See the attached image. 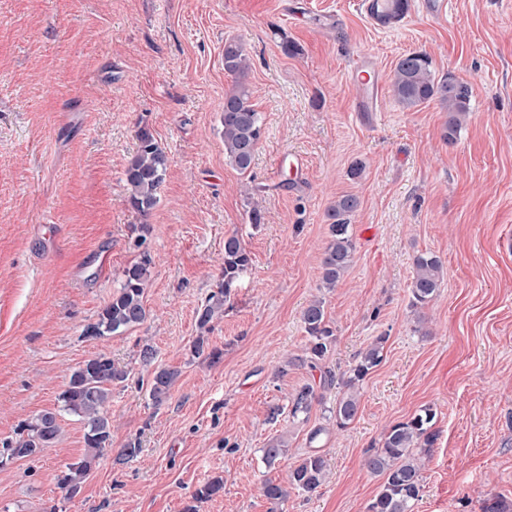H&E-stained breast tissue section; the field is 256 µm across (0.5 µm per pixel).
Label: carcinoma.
<instances>
[{
    "label": "carcinoma",
    "instance_id": "carcinoma-1",
    "mask_svg": "<svg viewBox=\"0 0 512 512\" xmlns=\"http://www.w3.org/2000/svg\"><path fill=\"white\" fill-rule=\"evenodd\" d=\"M249 69L242 44L234 40L224 42V70L235 79L233 90L224 97V155L242 175L250 171L262 138L261 115L252 103L248 82ZM391 88L396 101L407 109L438 100L449 114L443 138L448 143L456 140L469 109L471 90L467 84L447 76L436 78L427 55L408 52L398 59ZM137 140V150L125 170L126 202L145 216L157 201L156 192L165 179L169 158L148 127L139 128ZM358 207V197L345 194L326 212L328 243L321 260V278L325 288L336 287L353 263L356 246L350 234L348 217ZM145 242L142 235L134 240V247L140 250L139 257L125 268L120 288L112 294L97 320L84 327V338L100 340L121 334L145 320L143 294L152 264L150 253L142 249ZM250 263V255L237 235L224 238L223 280L197 312V326L202 334L193 341L192 356L204 357L214 364L220 361L222 352L209 347L203 332L209 330L215 318L223 315L224 304ZM443 280V264L439 257L428 253L417 255L410 283V308L416 312L429 305L438 295ZM302 321L307 333L304 355L292 359L290 364L318 370L320 377L319 383L307 382L294 390L288 399V412L292 419L306 422L314 404L322 403L323 392L335 385V376L323 366L336 344V336L325 320L320 300L313 301L304 309ZM386 342L384 336L375 337L357 354L354 364L341 379L345 391L336 401V407L329 410L337 429L346 428L356 419L360 409L358 386L382 363ZM179 375V370L174 368L158 367L154 370L149 391L154 405L160 406L168 399ZM126 378L127 372L104 353L80 364L71 371L65 388L58 396L59 408L38 414L21 424L16 438L0 443V458L5 456L11 461L35 456L36 449L48 447L59 436L57 417L60 412L74 415L84 424V452L78 460L63 465L57 475V484L69 496L77 495L86 476L112 448V420L107 407L112 398V386L123 383ZM434 419L433 410L424 408L409 419L394 424L384 433L381 446L366 457L367 469L382 478L379 490L368 505V512H412L423 490L421 460L430 453L437 440V431L433 430ZM286 452V442L279 439L263 449V457L271 466ZM327 470L324 455L318 452L309 454L288 470V484L265 480L263 494L277 507L288 500L293 489L316 492L324 483ZM223 490L224 479L215 476L195 491L193 500L203 502ZM481 512H512V500L502 496L487 498L482 502Z\"/></svg>",
    "mask_w": 512,
    "mask_h": 512
}]
</instances>
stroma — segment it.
<instances>
[{
	"label": "stroma",
	"instance_id": "stroma-1",
	"mask_svg": "<svg viewBox=\"0 0 512 512\" xmlns=\"http://www.w3.org/2000/svg\"><path fill=\"white\" fill-rule=\"evenodd\" d=\"M415 2L407 23L378 33L353 0H0V442L56 408L84 361L104 353L129 373L112 389V449L80 492L57 485L84 448L82 422L64 413L56 443L0 467V512H270L263 482L285 480L315 448L326 481L291 493L281 512H368L382 479L366 469L367 450L425 406L438 438L414 512H481L489 496L512 499V253L499 247L512 235V0H454L443 21ZM228 40L251 59L264 127L245 175L224 157ZM412 51L471 89L455 142L443 139L439 102L406 110L392 96L395 64ZM361 53L386 78L365 115L348 77ZM143 125L170 160L145 216L126 204L124 182ZM291 153L303 157L302 174L289 170ZM248 185L260 189L257 227ZM344 194L360 201L356 252L329 290L325 215ZM234 232L251 267L212 324L209 344L223 352L212 364L191 354L196 312L222 281ZM141 233L153 259L145 321L83 338ZM421 253L441 259L444 283L417 315L409 286ZM315 299L336 334L335 375L375 337L387 342L359 389L357 418L313 445L308 434L327 426L342 387L304 424L270 419L269 408L319 379L290 363ZM146 344L157 365L180 372L159 406L139 359ZM279 438L288 454L266 465L262 450ZM135 440L138 456L119 457ZM214 476L223 492L194 503Z\"/></svg>",
	"mask_w": 512,
	"mask_h": 512
}]
</instances>
